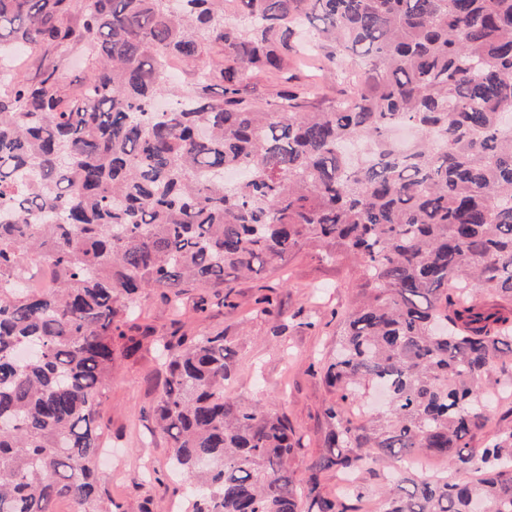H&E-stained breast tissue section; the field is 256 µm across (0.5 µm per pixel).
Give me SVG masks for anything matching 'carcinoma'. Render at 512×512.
Instances as JSON below:
<instances>
[{
    "instance_id": "carcinoma-1",
    "label": "carcinoma",
    "mask_w": 512,
    "mask_h": 512,
    "mask_svg": "<svg viewBox=\"0 0 512 512\" xmlns=\"http://www.w3.org/2000/svg\"><path fill=\"white\" fill-rule=\"evenodd\" d=\"M303 26L329 73L359 52L368 83L315 101L288 68ZM13 47L84 48L94 68L67 95L55 66L0 67V281L55 273L0 287V512H124L98 476L101 408L117 349L145 347L191 512H358L365 484L331 495L321 475L385 457L379 512H512V426L473 444L481 382L512 359V0H0V60ZM258 76L284 86L267 104L246 98ZM305 247L350 256L363 299L324 367L329 454L301 487L288 418L225 394L224 333L129 322L147 290L223 306L229 277ZM370 385L389 405L355 424ZM428 455L474 477L417 471Z\"/></svg>"
}]
</instances>
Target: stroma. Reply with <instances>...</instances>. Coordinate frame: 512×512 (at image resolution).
Masks as SVG:
<instances>
[{"label": "stroma", "mask_w": 512, "mask_h": 512, "mask_svg": "<svg viewBox=\"0 0 512 512\" xmlns=\"http://www.w3.org/2000/svg\"><path fill=\"white\" fill-rule=\"evenodd\" d=\"M51 64L70 89L91 72V62L81 51L59 60L39 51L21 57L22 69L30 77ZM263 288L271 289L281 316L257 313L255 299ZM358 292L353 261L305 248L259 275L237 280L235 307H218V298L212 295L210 312L190 310L178 320L162 291L152 290L139 301L138 323L159 336L221 331L235 338L238 351L229 391L288 416L301 438L293 464L294 476L301 480L307 464L325 453L324 409L331 393L321 379L320 361L334 348L336 329ZM163 382L153 354L144 351L118 358L112 370L102 409V421L112 432V464L99 466L98 473L125 512H169L182 508L185 500V484L169 467L168 443L154 430L152 406Z\"/></svg>", "instance_id": "1"}]
</instances>
